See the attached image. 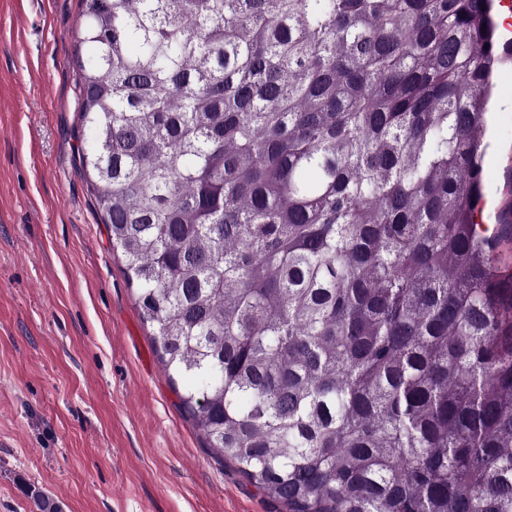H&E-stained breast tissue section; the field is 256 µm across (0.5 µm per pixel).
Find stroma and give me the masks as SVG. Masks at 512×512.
<instances>
[{
  "label": "stroma",
  "mask_w": 512,
  "mask_h": 512,
  "mask_svg": "<svg viewBox=\"0 0 512 512\" xmlns=\"http://www.w3.org/2000/svg\"><path fill=\"white\" fill-rule=\"evenodd\" d=\"M83 0H0V512H286L210 448L80 162ZM476 215L512 279V33Z\"/></svg>",
  "instance_id": "1"
}]
</instances>
